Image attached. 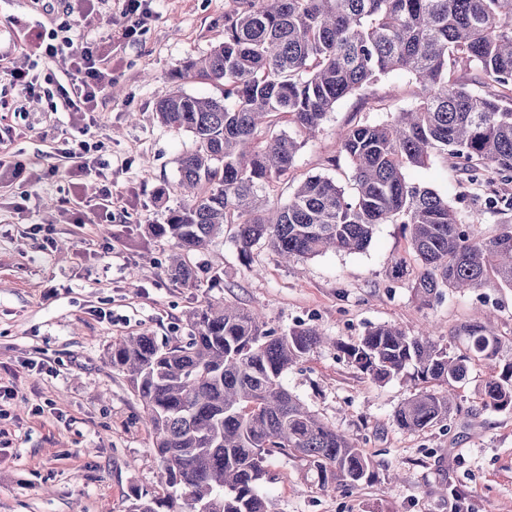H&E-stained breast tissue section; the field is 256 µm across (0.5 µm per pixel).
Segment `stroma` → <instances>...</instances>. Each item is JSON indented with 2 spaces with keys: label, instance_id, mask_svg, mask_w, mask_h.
I'll return each instance as SVG.
<instances>
[{
  "label": "stroma",
  "instance_id": "obj_1",
  "mask_svg": "<svg viewBox=\"0 0 512 512\" xmlns=\"http://www.w3.org/2000/svg\"><path fill=\"white\" fill-rule=\"evenodd\" d=\"M149 15L132 39L120 38L126 20L120 0H97L88 16L66 12L62 0H0V52L13 45L14 21L39 22L64 33L74 26L112 56V85L100 120L85 138L102 145L112 211L90 208L81 222L63 211L67 178L38 176L56 148L76 136L69 113L52 112L54 78L63 61L39 64L37 94L20 97L0 77V128L14 127L0 151L27 164L28 179L0 187V512H123L130 487H160L161 463L141 404L108 352L114 340L147 333L177 341L189 333L191 312L228 301L264 313L285 332L305 321L333 339L359 340L373 324L415 330L438 324L440 336L495 315L501 360L512 358V290L445 292L429 306L411 283L420 262L399 224L378 225L366 250L329 251L283 264L267 247L242 265L233 227L193 255L198 282L170 275L172 243L145 233L166 223L182 204L178 159L191 148L188 133L162 126L155 103L165 91L220 96L207 81L176 72L224 39L225 0H148ZM420 87L406 73L382 77L369 91L339 101L314 137L304 139L293 166L260 193L262 203H287L307 176L325 174L345 191L353 169L340 152L342 135L361 124L393 120L414 107ZM407 179L448 198L461 215L478 209L475 190L459 185L440 155L406 171ZM402 258L403 277L389 262ZM218 272L211 285L209 272ZM330 344L289 370L290 392L322 420L353 438L376 463V476L347 492H323L303 460L277 455L261 492L269 512H512V411L481 410L477 390L487 377L474 364L458 386L447 427L411 433L393 415L414 392L395 378L377 384Z\"/></svg>",
  "mask_w": 512,
  "mask_h": 512
}]
</instances>
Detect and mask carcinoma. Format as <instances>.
Here are the masks:
<instances>
[{
	"label": "carcinoma",
	"mask_w": 512,
	"mask_h": 512,
	"mask_svg": "<svg viewBox=\"0 0 512 512\" xmlns=\"http://www.w3.org/2000/svg\"><path fill=\"white\" fill-rule=\"evenodd\" d=\"M224 41L189 59L180 74L222 87L219 97L173 89L156 103L160 124L191 134L178 159L186 202L149 234L174 242V280L193 283L187 257L235 225L242 262L267 246L288 262L329 249L362 251L379 224H403L420 261L412 284L424 306L444 289L512 288V223L486 236L487 212L512 211L498 190L512 181V4L509 0H228ZM403 71L419 101L390 123L358 125L341 138L354 171L350 195L320 174L288 202L265 208L258 191L293 166L300 136L313 134L336 103ZM294 132L262 130L281 120ZM440 152L461 184L483 191L484 208L460 221L438 192L410 182L409 166ZM460 353L434 338L369 327L356 342L332 341L338 356L384 384L406 373L419 390L395 411L418 432L448 425L449 397L479 360L492 372L479 387L482 408L512 411V360L502 364L497 333L469 324L453 335ZM313 324L286 333L232 303L190 315L187 339L147 334L112 343V369L141 403L162 464L164 490L134 488L125 512H267L259 489L275 450L305 461L319 489L344 493L371 481L374 461L346 433L319 419L285 384L288 369L324 342Z\"/></svg>",
	"instance_id": "1"
}]
</instances>
